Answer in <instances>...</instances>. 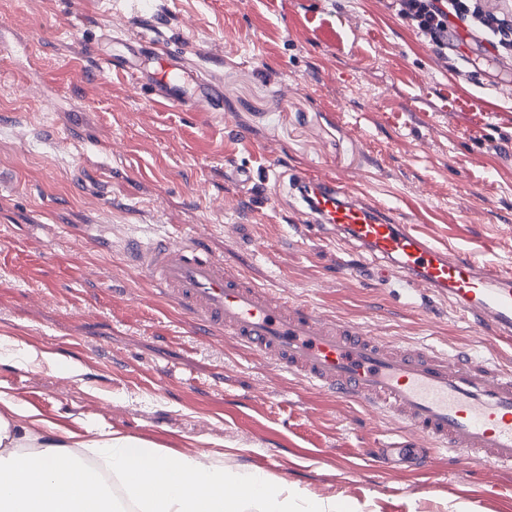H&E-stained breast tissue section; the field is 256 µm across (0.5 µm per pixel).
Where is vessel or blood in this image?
<instances>
[{
	"label": "vessel or blood",
	"mask_w": 512,
	"mask_h": 512,
	"mask_svg": "<svg viewBox=\"0 0 512 512\" xmlns=\"http://www.w3.org/2000/svg\"><path fill=\"white\" fill-rule=\"evenodd\" d=\"M157 67V102L190 109L193 75L172 60L162 40L141 34ZM303 224L333 231L367 253L381 279L411 290L447 295L461 316L492 345L512 346V272L478 264L470 255L437 245L402 223L397 211L360 196L341 178L292 172ZM129 265L207 337L226 336L316 389L390 417L422 440L399 457L432 462L446 449L475 463L512 467V368L469 352L406 346L362 324L320 312L229 270L203 239L186 235L133 241Z\"/></svg>",
	"instance_id": "obj_1"
}]
</instances>
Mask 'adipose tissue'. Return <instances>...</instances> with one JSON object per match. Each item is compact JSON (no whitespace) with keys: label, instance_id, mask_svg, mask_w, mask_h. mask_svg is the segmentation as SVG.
<instances>
[{"label":"adipose tissue","instance_id":"adipose-tissue-1","mask_svg":"<svg viewBox=\"0 0 512 512\" xmlns=\"http://www.w3.org/2000/svg\"><path fill=\"white\" fill-rule=\"evenodd\" d=\"M0 412V512H288V490L263 473L171 458L143 439L101 429L77 441Z\"/></svg>","mask_w":512,"mask_h":512}]
</instances>
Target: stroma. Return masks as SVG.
<instances>
[{
  "instance_id": "35a3bbf8",
  "label": "stroma",
  "mask_w": 512,
  "mask_h": 512,
  "mask_svg": "<svg viewBox=\"0 0 512 512\" xmlns=\"http://www.w3.org/2000/svg\"><path fill=\"white\" fill-rule=\"evenodd\" d=\"M145 28L223 87V111L160 107L103 70L108 37ZM457 34L436 64L388 0H0V394L78 438L136 436L342 512H512V472L445 451L430 475L374 462L422 442L210 344L125 260L129 239L193 234L327 314L487 350L446 296L407 297L369 256L304 233L276 181L343 176L433 243L512 270V61Z\"/></svg>"
}]
</instances>
